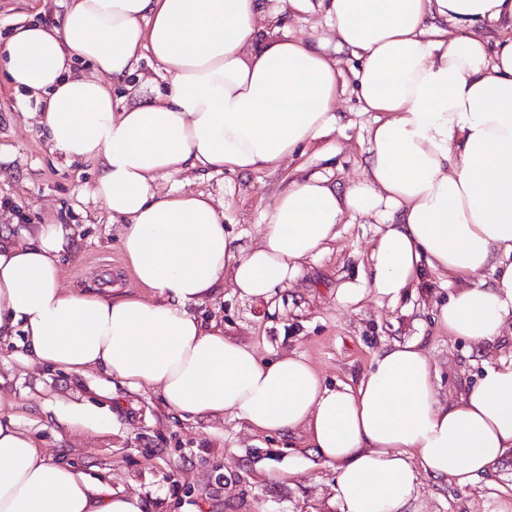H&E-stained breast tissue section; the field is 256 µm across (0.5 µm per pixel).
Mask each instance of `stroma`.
<instances>
[{"label": "stroma", "mask_w": 512, "mask_h": 512, "mask_svg": "<svg viewBox=\"0 0 512 512\" xmlns=\"http://www.w3.org/2000/svg\"><path fill=\"white\" fill-rule=\"evenodd\" d=\"M279 11L294 36L322 41L344 77L357 60L340 47L323 13L294 9L289 0H264ZM66 0H0V35L30 22H56ZM35 98L16 92L0 69V231L21 236L34 224H70L71 243L62 256L60 284L65 288L117 285L150 298L138 288L121 251L112 218L93 196L98 165L66 162L52 151L43 133ZM335 112L339 127L331 139L338 150L323 158L317 147L304 149L298 161L320 172L338 189L363 175L367 116L352 91H345ZM287 170L202 174L187 172L160 181V191L184 188L213 196L227 231L255 241L263 211L287 180ZM375 225L356 219L341 227L330 253L305 265L292 287L278 291L273 303L240 299L221 284L214 301L199 315L224 321V333L253 346L272 360L298 352L326 384L353 385L369 371L384 345L420 341L436 374L441 398L451 399L476 382L489 359L512 355V337L491 348L475 346L440 328L436 302L448 286L429 273L396 304L367 300L354 306L338 302V288L358 283L368 273ZM22 334L0 343V411L14 414L50 460L96 476L109 469L113 489L139 497L142 512H340L336 470L317 460L302 437L254 434L237 419H225L222 432L207 422H189L168 408L159 391L133 392L98 371L77 375L65 370L27 368L16 356ZM61 404L87 405L111 412L108 431L56 428L52 416ZM299 457L293 476L272 477V470ZM512 494V455L499 463L491 480L460 489L424 480L415 503L418 512H497Z\"/></svg>", "instance_id": "stroma-1"}]
</instances>
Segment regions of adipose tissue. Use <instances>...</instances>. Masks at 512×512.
I'll return each mask as SVG.
<instances>
[{
	"label": "adipose tissue",
	"mask_w": 512,
	"mask_h": 512,
	"mask_svg": "<svg viewBox=\"0 0 512 512\" xmlns=\"http://www.w3.org/2000/svg\"><path fill=\"white\" fill-rule=\"evenodd\" d=\"M290 2L323 13L359 62L366 166L342 192L320 173L292 179L249 245L226 233L211 196L158 182L188 170L274 173L320 141L333 154L345 83L320 47L260 0H70L55 24L17 27L0 43V66L36 96L53 148L99 164L94 197L152 292L60 288L73 229L38 224L0 241V337L22 331L26 366L159 389L189 421L299 434L335 467L341 512H409L423 478L468 487L512 454V358L486 362L475 385L444 400L419 342H395L358 386L331 388L305 356L261 360L194 309L227 280L248 300L291 287L345 218L362 217L379 225L372 278L338 289L341 304L398 303L430 271L450 288L439 326L478 346L501 337L512 326V0ZM484 26L495 40L479 35ZM145 51L170 82L120 104L100 77L133 76ZM79 62L93 75L75 74ZM0 512L141 506L108 475L47 459L0 415Z\"/></svg>",
	"instance_id": "obj_1"
}]
</instances>
